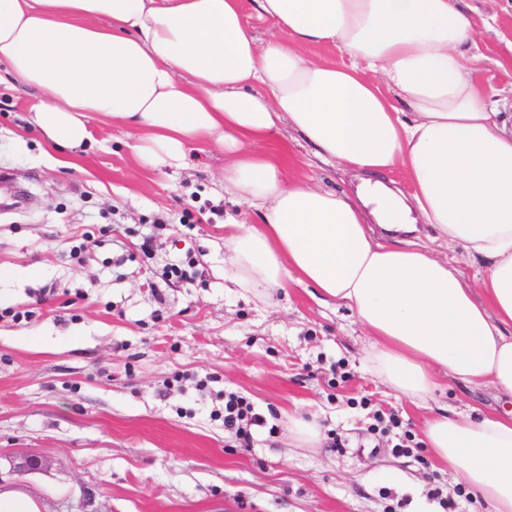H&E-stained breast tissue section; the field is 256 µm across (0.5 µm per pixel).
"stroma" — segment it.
I'll return each mask as SVG.
<instances>
[{
	"label": "stroma",
	"mask_w": 512,
	"mask_h": 512,
	"mask_svg": "<svg viewBox=\"0 0 512 512\" xmlns=\"http://www.w3.org/2000/svg\"><path fill=\"white\" fill-rule=\"evenodd\" d=\"M483 79L512 88V0H463ZM27 96L0 85V483L46 512H443L459 491L423 436L425 409L370 370L369 339L342 306L288 283L264 296L224 285V221L257 222L224 191V150L197 144L185 167H152L134 132L97 120L94 141L54 149L27 123ZM291 171L331 190L356 183L283 126ZM193 257L195 280L166 276ZM267 421L243 445L224 395ZM432 406L511 411L493 385L445 379ZM403 421L373 431L376 413ZM314 421L299 447L288 416ZM341 437L344 448L331 445ZM41 456L17 475L14 460Z\"/></svg>",
	"instance_id": "stroma-1"
}]
</instances>
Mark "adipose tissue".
I'll use <instances>...</instances> for the list:
<instances>
[{
  "instance_id": "ef3b65f1",
  "label": "adipose tissue",
  "mask_w": 512,
  "mask_h": 512,
  "mask_svg": "<svg viewBox=\"0 0 512 512\" xmlns=\"http://www.w3.org/2000/svg\"><path fill=\"white\" fill-rule=\"evenodd\" d=\"M0 0V60L34 88L29 122L55 145L92 141L90 121L138 131L154 166L184 167L217 138L224 186L256 223L224 222L237 288L313 286L372 338L376 375L428 406L439 374L512 396V121L467 49L475 18L455 0ZM334 45L339 63L309 48ZM407 106L410 118L399 108ZM288 124L355 191L287 172ZM402 167L399 196L382 182ZM481 260L478 287L415 240L419 224ZM429 408L434 457L493 512H512V412Z\"/></svg>"
}]
</instances>
